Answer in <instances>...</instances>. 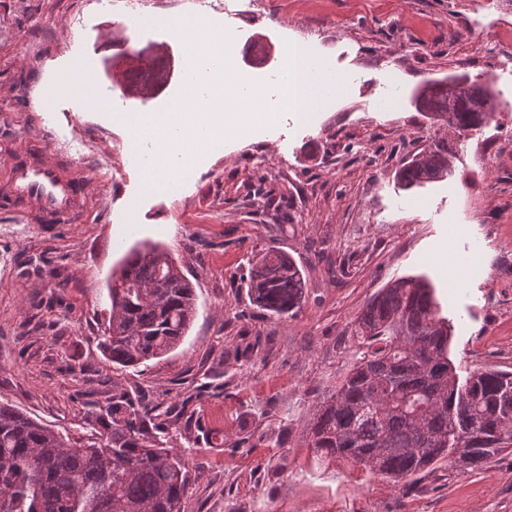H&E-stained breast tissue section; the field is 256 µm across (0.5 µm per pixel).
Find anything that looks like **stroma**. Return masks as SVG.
<instances>
[{
    "label": "stroma",
    "mask_w": 512,
    "mask_h": 512,
    "mask_svg": "<svg viewBox=\"0 0 512 512\" xmlns=\"http://www.w3.org/2000/svg\"><path fill=\"white\" fill-rule=\"evenodd\" d=\"M204 16L232 35L249 82H272L287 51L327 72L298 111L225 140L168 187L149 188L118 116L170 107L186 82L167 20ZM512 0H0V152L52 147L88 176L82 224H27L0 210V402L87 439L116 388L163 405L190 460L183 512H512V451L484 470L437 465L395 483L326 464L302 431L355 358L367 301L395 279L431 283L452 324L460 371L512 370ZM162 59L169 85L148 98L116 67ZM488 82L497 118L456 148L447 178L403 189L401 160L447 138L416 107L429 83ZM271 190V205L249 187ZM139 242L190 280L196 317L182 343L139 367L101 352L106 283ZM275 247L305 280L293 317L251 300L250 260Z\"/></svg>",
    "instance_id": "35a3bbf8"
}]
</instances>
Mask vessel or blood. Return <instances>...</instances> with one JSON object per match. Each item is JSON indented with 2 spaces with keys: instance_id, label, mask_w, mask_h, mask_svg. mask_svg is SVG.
Segmentation results:
<instances>
[{
  "instance_id": "vessel-or-blood-1",
  "label": "vessel or blood",
  "mask_w": 512,
  "mask_h": 512,
  "mask_svg": "<svg viewBox=\"0 0 512 512\" xmlns=\"http://www.w3.org/2000/svg\"><path fill=\"white\" fill-rule=\"evenodd\" d=\"M90 195L86 180L53 149L0 162V207L29 224H81Z\"/></svg>"
}]
</instances>
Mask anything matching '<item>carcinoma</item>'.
Listing matches in <instances>:
<instances>
[{
	"mask_svg": "<svg viewBox=\"0 0 512 512\" xmlns=\"http://www.w3.org/2000/svg\"><path fill=\"white\" fill-rule=\"evenodd\" d=\"M448 94L429 88L419 110L462 133L496 110L491 89L470 78ZM454 147L430 146L401 164L408 189L452 173ZM247 288L270 315L294 316L304 297L300 268L270 247L250 262ZM430 283L396 279L357 316V357L322 395L303 430L322 460H350L397 482L447 461L480 470L512 448V371L474 370L460 379L449 357L451 326L438 316ZM102 347L124 367L175 350L196 313L190 280L157 245L134 247L108 283ZM169 412L126 391L97 417L85 443L0 403V512H181L188 487L184 455L167 447Z\"/></svg>",
	"mask_w": 512,
	"mask_h": 512,
	"instance_id": "carcinoma-1",
	"label": "carcinoma"
}]
</instances>
